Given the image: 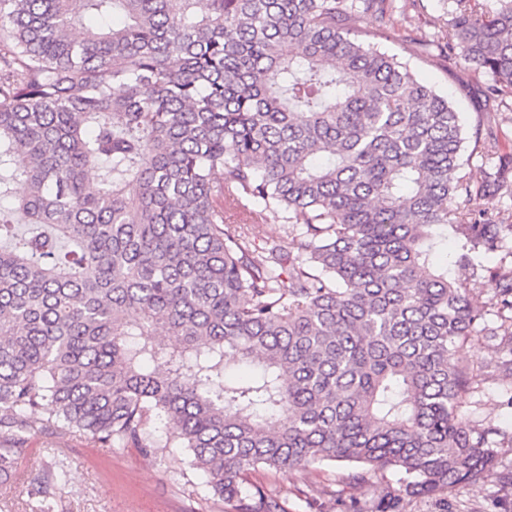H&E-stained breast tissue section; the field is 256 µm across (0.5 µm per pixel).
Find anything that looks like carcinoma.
<instances>
[{
	"instance_id": "cac0c4a2",
	"label": "carcinoma",
	"mask_w": 512,
	"mask_h": 512,
	"mask_svg": "<svg viewBox=\"0 0 512 512\" xmlns=\"http://www.w3.org/2000/svg\"><path fill=\"white\" fill-rule=\"evenodd\" d=\"M453 2L406 41L512 98V0ZM400 22L398 0H0V475L37 433L183 448L236 512H284L245 492L259 469H394L439 500L493 470L455 349L512 345V269L482 326L434 253L450 226L461 261L512 242L469 208L512 196V164L462 175L459 113L370 41Z\"/></svg>"
}]
</instances>
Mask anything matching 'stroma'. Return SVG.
<instances>
[{
	"label": "stroma",
	"mask_w": 512,
	"mask_h": 512,
	"mask_svg": "<svg viewBox=\"0 0 512 512\" xmlns=\"http://www.w3.org/2000/svg\"><path fill=\"white\" fill-rule=\"evenodd\" d=\"M403 24L411 34L434 33L444 28L450 0H400ZM382 50L397 55L422 79L448 96L459 112L463 131L465 166L473 180L485 177L479 154L512 155V99L489 98L487 76L460 67L439 52L423 54L396 37L380 40ZM456 237L439 244L437 260L448 276L462 284L473 303L494 320L498 285L491 273L457 262ZM512 381L489 377L480 391L460 397L463 411L474 421L501 428L490 476L449 492L447 500L405 498L401 475L389 470L368 484L355 486L340 464L307 470L253 471L250 483L276 489L284 496L285 512H383L387 502L399 500L401 512H512V397L505 393ZM28 454L10 477L0 479V512H231L230 505L205 489V477L189 463L186 452L169 448L154 458L135 448H103L84 436L63 439L51 434L31 436ZM63 461L68 471L65 491L49 489L47 495L29 496L27 478L43 466Z\"/></svg>",
	"instance_id": "1"
}]
</instances>
